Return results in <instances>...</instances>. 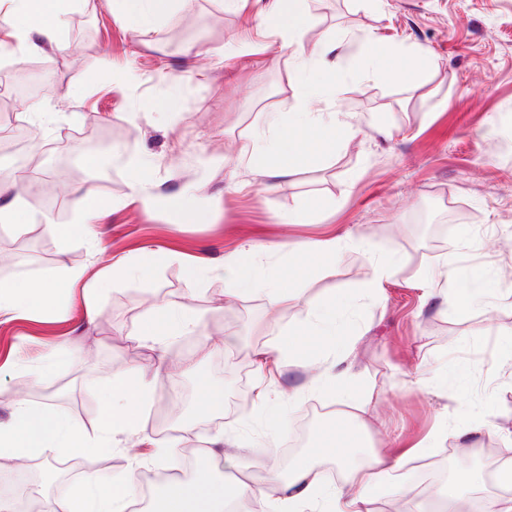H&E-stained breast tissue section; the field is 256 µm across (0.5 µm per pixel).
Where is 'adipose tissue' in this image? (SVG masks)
Returning a JSON list of instances; mask_svg holds the SVG:
<instances>
[{
    "mask_svg": "<svg viewBox=\"0 0 512 512\" xmlns=\"http://www.w3.org/2000/svg\"><path fill=\"white\" fill-rule=\"evenodd\" d=\"M82 0H0V51L13 62L21 63L34 55L45 53L64 54L71 46L63 40L62 30L66 17L79 7ZM277 35L283 48L288 49L296 66L318 75V83L301 91L295 109L275 117L266 141L258 145L247 144L239 152L240 161L262 175L271 178H290L304 155L301 139L294 130L300 129L309 136L320 135L325 125L348 131L352 125L346 113L314 112L310 101L317 95L335 94L344 75L342 42L328 38L312 53L303 50L302 27L284 24ZM357 42L362 49L359 67L363 74H381L401 84H412L427 77L435 62L427 49L409 50L402 45L377 46L369 34H361ZM30 181L11 177L0 179V223L24 227L30 216L25 206V195ZM351 234L285 244L288 263L271 275L240 276L239 269L246 255L234 250L224 256L216 275L231 281V288L224 296L233 299L245 294H263L268 298L271 320H279L281 312L294 303L298 294L292 289V269L297 265L317 267L325 259L335 257L352 243ZM142 264L135 257H123L101 271L96 278L85 279L83 271L64 270L54 281L0 280V320H10L19 313L45 314L64 308L70 288L82 285L86 294V320H94L102 281H122L140 275ZM337 289H329L320 301L310 306L300 326L291 328L294 336H319L335 339L341 335L344 312L337 299ZM170 332L198 331L199 316L191 307L171 310L165 303H157L147 311L135 333L138 343L153 341L159 326ZM355 349L354 342H347L344 349L328 363L322 364L315 379L316 385H325L336 393L339 404L348 406L355 402L352 376L348 361ZM280 343L258 349L253 364L256 371L255 397L257 408H265L275 383L279 364L285 356ZM153 374L118 367L112 377V389L119 401L112 407L96 431L78 430L70 418L56 409L53 402L39 405L17 401L9 422L0 423V457L5 455L26 457L49 456L67 448H96L111 444L119 434L133 431L150 438L151 426L146 407L153 399ZM496 427L488 413L467 414L465 420L452 430L457 441V451L464 458L479 452L478 435L493 434ZM329 460L337 467L348 469V477L339 484L324 482L318 475L314 460ZM404 455L371 453L364 460H356L351 447L350 433L337 430L334 422H325L320 429L319 441L311 450L310 458L299 461L289 474H281L276 467L266 469L261 484H239L235 494L240 499L256 498L262 485L276 487L278 495L270 505V512H305L316 505L328 506L329 512H370L371 499L386 489L389 479L401 471ZM136 472L113 480L111 491L97 495L86 487L78 493L59 497L53 512H129L134 499ZM227 489L202 487L198 495H190L181 483L168 485L156 497L151 512H224Z\"/></svg>",
    "mask_w": 512,
    "mask_h": 512,
    "instance_id": "ef3b65f1",
    "label": "adipose tissue"
}]
</instances>
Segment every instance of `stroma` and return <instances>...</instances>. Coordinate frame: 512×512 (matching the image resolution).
<instances>
[{"label":"stroma","instance_id":"1","mask_svg":"<svg viewBox=\"0 0 512 512\" xmlns=\"http://www.w3.org/2000/svg\"><path fill=\"white\" fill-rule=\"evenodd\" d=\"M255 0L244 10L220 0H192L166 18L161 32L142 33L134 20L113 14L110 0H86L66 19L63 34L77 56L47 63L38 57L14 64L0 58V74L22 78L42 70L51 88L41 101L51 119L11 111L14 89L0 87V170L15 154L4 137L28 132L34 186L26 196L34 221L0 227V279H50L61 267L94 277L124 255L144 263L141 277L104 284L100 313L83 319L82 288L69 292L60 311L0 323V421L17 398L55 400L79 428L97 427L112 405L117 366L157 372L149 413L153 448L143 451L146 472L178 468L191 448L223 457L221 437L244 444L232 471L253 482L269 465L288 471L290 454L280 426L311 417L313 429L344 413L332 391L312 390L313 367L283 362L268 412L253 407L254 370L236 359L268 341L267 299L225 300L223 278L205 276L193 297L184 292L185 267L196 259L218 265L225 251L253 249L245 274L287 264L276 247L353 230L357 244L316 271L295 274L299 300L281 327L306 318L310 303L339 287L351 298L346 325L356 336L353 373L366 402L364 443L381 452L423 451L403 468L401 483L374 498L376 512L416 508L436 482H421L428 464L445 473L456 441L443 428L465 412L489 411L498 428L482 437L473 496H512L498 473L512 469V367L503 341L512 340V0H295L289 18L305 28L304 49L325 37L369 32L380 43L430 50L437 66L425 79L403 86L362 76L350 47L347 75L335 99L318 101L349 112L355 135L328 130L313 140L297 176L272 180L236 162L242 144L267 133L276 114L292 111L299 92L315 83L300 71L275 37L282 17L260 25ZM143 174L150 205L131 200L133 172ZM65 174L69 188L90 187L102 209L90 236L44 234L38 222L76 223L69 198L44 209L46 185ZM452 239L476 236L480 251H451L438 243L437 227ZM392 252L401 260L378 300L359 287L371 256ZM451 264L496 290L476 297L460 315L456 296L429 295L427 281ZM190 303L205 334L166 337L155 347L132 334L155 302ZM434 374L412 386L419 365ZM224 401L200 405L205 385ZM299 395L289 406L288 395ZM135 436L118 446L57 455L59 470H26L34 492L56 497L124 476L137 447Z\"/></svg>","mask_w":512,"mask_h":512}]
</instances>
